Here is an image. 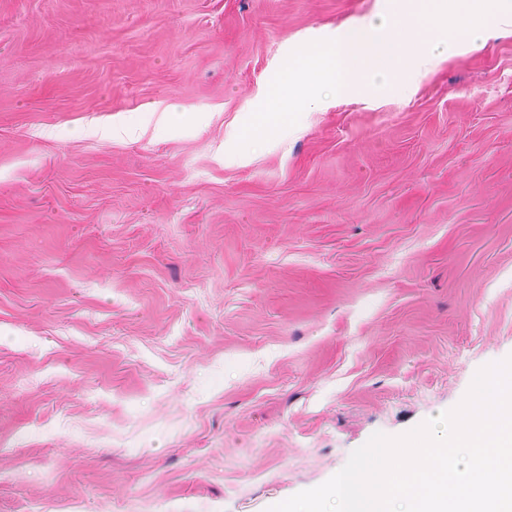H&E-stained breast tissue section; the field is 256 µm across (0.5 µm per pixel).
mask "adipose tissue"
<instances>
[{
	"label": "adipose tissue",
	"instance_id": "adipose-tissue-1",
	"mask_svg": "<svg viewBox=\"0 0 512 512\" xmlns=\"http://www.w3.org/2000/svg\"><path fill=\"white\" fill-rule=\"evenodd\" d=\"M452 1L477 13L483 11L486 3V0H412L411 24L420 40L431 44L447 41L454 52L462 53L480 39L481 32L461 22L458 12L449 11L448 4ZM395 51L390 29L381 22L361 32L338 36L328 45L312 44L304 58L288 61V71L298 73L300 78L290 91L308 100L327 88L337 95H348L364 82L371 63L387 65Z\"/></svg>",
	"mask_w": 512,
	"mask_h": 512
}]
</instances>
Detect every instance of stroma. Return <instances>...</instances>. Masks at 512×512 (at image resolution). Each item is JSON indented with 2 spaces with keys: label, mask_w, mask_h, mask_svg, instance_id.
Here are the masks:
<instances>
[{
  "label": "stroma",
  "mask_w": 512,
  "mask_h": 512,
  "mask_svg": "<svg viewBox=\"0 0 512 512\" xmlns=\"http://www.w3.org/2000/svg\"><path fill=\"white\" fill-rule=\"evenodd\" d=\"M404 3L0 0V512H267L512 356V32L239 136ZM301 104L289 107L288 111L275 112L269 108V103L263 101L249 121L244 125V135L249 137L252 144L259 143L265 134L271 129L288 124L296 119V113L300 112Z\"/></svg>",
  "instance_id": "35a3bbf8"
}]
</instances>
